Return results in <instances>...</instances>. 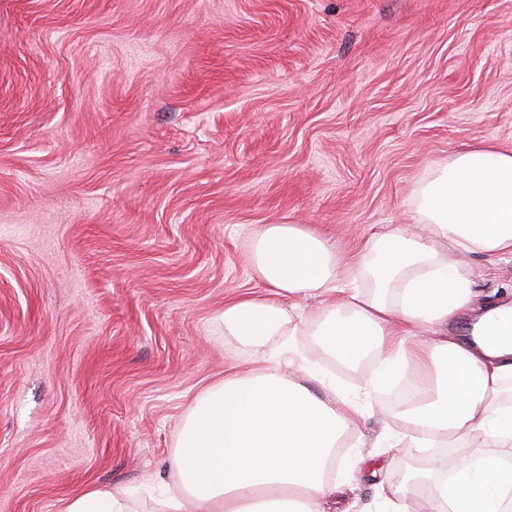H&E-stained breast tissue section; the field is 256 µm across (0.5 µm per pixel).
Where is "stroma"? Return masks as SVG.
Here are the masks:
<instances>
[{"label": "stroma", "instance_id": "obj_1", "mask_svg": "<svg viewBox=\"0 0 512 512\" xmlns=\"http://www.w3.org/2000/svg\"><path fill=\"white\" fill-rule=\"evenodd\" d=\"M474 144L512 150V0H0V512H164L181 417L256 357L214 319L261 288L253 232L353 251ZM470 263L512 299V257ZM293 342L360 396L368 364ZM371 401L323 512L428 465L375 456L407 427ZM124 508L112 492L90 489L73 498L65 512H126Z\"/></svg>", "mask_w": 512, "mask_h": 512}]
</instances>
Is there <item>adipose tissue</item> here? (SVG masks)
Masks as SVG:
<instances>
[{
	"label": "adipose tissue",
	"mask_w": 512,
	"mask_h": 512,
	"mask_svg": "<svg viewBox=\"0 0 512 512\" xmlns=\"http://www.w3.org/2000/svg\"><path fill=\"white\" fill-rule=\"evenodd\" d=\"M407 221L351 255L299 221L263 225L250 261L265 289L224 304L225 335L260 348L253 367L228 370L180 424L173 462L179 493L167 512H322L335 489L327 464L372 413L292 344L311 337L349 367L370 361L372 393L411 375L401 416L405 448H463L436 461L416 488L399 482L381 512H512V306L476 315L470 340L450 327L471 310V256L512 257V150L471 146L427 168L405 201ZM500 323L491 345L483 327Z\"/></svg>",
	"instance_id": "adipose-tissue-1"
}]
</instances>
